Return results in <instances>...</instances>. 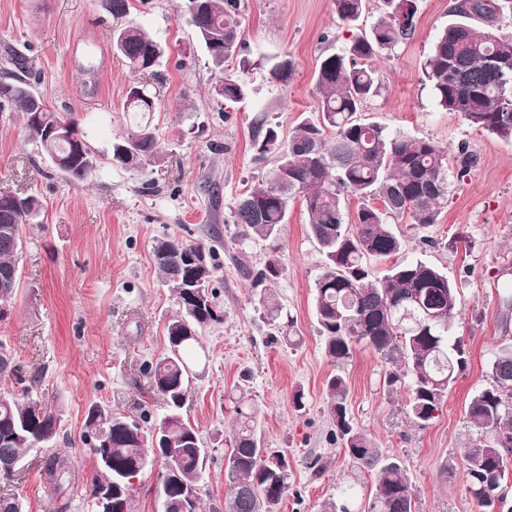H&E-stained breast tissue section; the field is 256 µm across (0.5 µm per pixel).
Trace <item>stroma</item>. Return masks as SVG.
<instances>
[{
  "label": "stroma",
  "mask_w": 512,
  "mask_h": 512,
  "mask_svg": "<svg viewBox=\"0 0 512 512\" xmlns=\"http://www.w3.org/2000/svg\"><path fill=\"white\" fill-rule=\"evenodd\" d=\"M129 4L130 19L166 48L156 76L147 79L156 95L148 119L165 161L143 170L110 161L113 136L130 125L123 106L135 76L112 49L116 22L106 0H0V78H24L49 109L73 113L100 161L92 182L70 181L25 137L19 113L0 107V187L42 203L23 228L22 276L0 319V343L23 379L35 380L43 402L59 410L54 450L76 471L60 495L33 461L11 488L24 512H53L60 498L67 512H97L86 492L96 457L81 439L90 405L138 423L164 414L140 366L165 354L166 324L178 310L152 255L156 240L175 236L213 248L224 309L223 323L200 337L206 359L184 408L207 450L203 512L224 507L231 399L241 390L260 409L265 447L283 451L290 464V487L277 512H324L331 502L362 512L375 485L349 460L329 414L333 366L314 307L323 257L308 214L294 201L274 240L242 239L233 218L236 199L275 164L274 156L257 155L259 128L275 127L285 139L302 120L318 117L317 65L345 48L351 30L333 0H239L242 46L225 71L243 75L249 92L229 103L214 92L222 73L188 23V0ZM450 4L418 0L414 35L375 63L378 89L363 117L448 150V203L434 225L395 222L405 247L394 260L426 262L459 283L452 333L462 338L468 365L424 427L405 410V388L386 385L390 366L371 348L355 346L343 371L353 426L405 470L416 512H477L462 453L480 433L466 409L489 383L495 352L512 344V328L500 326L498 297L512 283V139L440 110L424 75L435 38L451 20ZM274 56L291 61L287 81L272 77ZM462 145L477 162L461 178ZM272 258L280 276L255 286L254 273ZM266 294L280 306L277 321L261 304ZM298 390L305 394L301 410L291 403Z\"/></svg>",
  "instance_id": "35a3bbf8"
}]
</instances>
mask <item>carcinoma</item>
Returning a JSON list of instances; mask_svg holds the SVG:
<instances>
[{"instance_id":"1","label":"carcinoma","mask_w":512,"mask_h":512,"mask_svg":"<svg viewBox=\"0 0 512 512\" xmlns=\"http://www.w3.org/2000/svg\"><path fill=\"white\" fill-rule=\"evenodd\" d=\"M387 7L368 32L353 36L342 53L325 56L316 72L321 104L319 120L298 124L287 142L269 126L255 140L260 155L276 154V165L261 184L235 202L234 223L240 236L274 238L285 223L288 207L301 198L309 217V233L325 258L315 284V314L334 367L327 381L329 411L340 439L355 467L374 479L375 493L368 512H414L413 494L400 465L354 428L347 409L348 384L344 366L353 346L365 343L399 371L386 376L390 387L409 378L407 412L425 426L467 364L463 340L451 335L457 315L458 287L438 268L422 261L398 263L377 271V263L399 253L404 242L393 229L395 220L408 217L417 226L437 223L448 200V153L433 141L390 134L385 127L364 122L360 112L375 95V59L388 55L416 30L415 0H384ZM336 14L350 28L356 26L365 0H333ZM112 18L122 21L112 33V47L143 76L156 74L164 47L154 36L128 19L129 0H108ZM238 0H207L204 11L190 16L199 41L219 71L238 54L241 28ZM512 13V0H454V20L437 37L425 63L437 107L461 114L472 125L503 139H512V70L483 64L491 54L512 67V35L499 32L501 16ZM0 92V106L21 114L28 139L41 144L53 166L74 182L89 179L99 166L97 155L79 141L64 140L48 147L43 129L31 120L33 92L22 78L8 81ZM126 96L127 111H153L155 95ZM225 100L246 97L241 77H226L215 86ZM332 134H326L327 130ZM112 162L145 169L163 160L155 131L139 123L112 142ZM359 194L354 223L346 222L345 193ZM40 200L28 195L0 202V276H13V288L0 290V318L7 314L21 279L22 226L33 221ZM213 249L201 242L171 237L158 240L154 260L164 284L176 296L178 311L166 324L165 355L144 364L153 391L166 413L149 426L128 420L102 406L89 409L83 441L96 447L100 430L107 429L112 456V486L130 508L133 483L129 474L149 471L154 436L167 437L160 449L163 493L186 501L189 512H201L200 476L205 448L199 431L183 416L194 366L201 361L200 331L224 321V310L213 288L216 267L196 266L190 257ZM10 350L0 344V379L18 376ZM235 429L229 439L227 476L230 491L224 512H275L288 492L291 478L286 456L261 444L260 414L241 392L233 399ZM469 422L481 438L464 450L466 490L478 512H495L497 499L512 488V447L500 448L486 434L489 427L512 437V345L498 348L490 364V382L467 407ZM59 415L45 406L31 387L22 392L0 391V462L24 460L35 450L54 490L73 480L67 459L48 452L57 436Z\"/></svg>"}]
</instances>
